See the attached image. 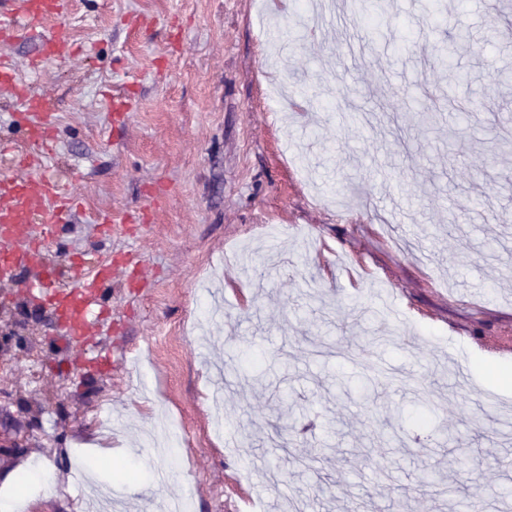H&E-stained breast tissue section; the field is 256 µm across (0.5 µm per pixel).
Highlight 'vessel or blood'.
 Segmentation results:
<instances>
[{
	"instance_id": "1",
	"label": "vessel or blood",
	"mask_w": 512,
	"mask_h": 512,
	"mask_svg": "<svg viewBox=\"0 0 512 512\" xmlns=\"http://www.w3.org/2000/svg\"><path fill=\"white\" fill-rule=\"evenodd\" d=\"M69 0H0V29L25 33L40 38V60L57 59L61 43L58 37H45L44 24L63 16ZM0 86L8 88L23 101L26 111L42 112L46 101L34 95L28 86L15 80V65L10 58H0ZM28 147L11 154L10 168L0 173V272L28 264L40 255L57 235L63 215L71 207L60 180L49 179L39 172L41 161L55 143L53 128L41 120L28 128ZM38 223L35 235H26L28 224ZM112 280L111 264H104L88 273H78L67 288L51 289L48 280H39L42 299L57 313L72 341L89 334L95 321L92 306L103 301Z\"/></svg>"
}]
</instances>
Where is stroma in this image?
<instances>
[{"mask_svg": "<svg viewBox=\"0 0 512 512\" xmlns=\"http://www.w3.org/2000/svg\"><path fill=\"white\" fill-rule=\"evenodd\" d=\"M71 2L41 68L38 40L0 38L51 99L44 167L79 202L0 280V489L38 458L56 489L23 512H86L74 474L102 437L120 512H281L291 495L458 512L437 471L512 504V389L472 366L512 360V151L489 154L512 128V0H444L437 19L387 0L376 36L345 0ZM460 29L483 51L437 65ZM27 123L0 89V143L25 148ZM105 261L104 326L69 342L30 281ZM149 406L175 454L147 447Z\"/></svg>", "mask_w": 512, "mask_h": 512, "instance_id": "1", "label": "stroma"}]
</instances>
